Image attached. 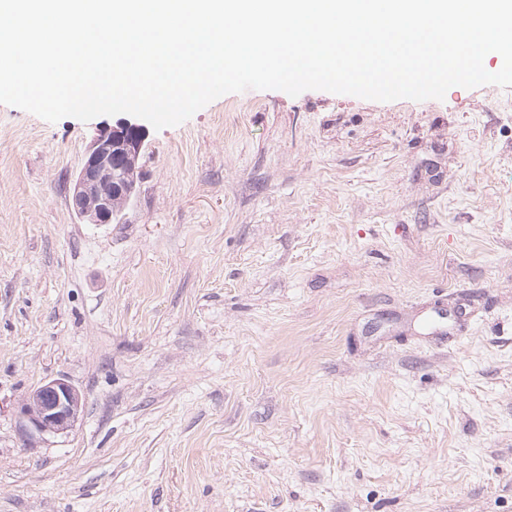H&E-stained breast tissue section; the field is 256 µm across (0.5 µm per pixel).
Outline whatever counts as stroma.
<instances>
[{
  "mask_svg": "<svg viewBox=\"0 0 512 512\" xmlns=\"http://www.w3.org/2000/svg\"><path fill=\"white\" fill-rule=\"evenodd\" d=\"M94 128L0 104V512H512V87L226 94L114 224ZM82 406L80 392L63 378L52 379L33 389L20 404L18 430L26 446L45 435L68 431Z\"/></svg>",
  "mask_w": 512,
  "mask_h": 512,
  "instance_id": "1",
  "label": "stroma"
}]
</instances>
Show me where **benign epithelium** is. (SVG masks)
Returning a JSON list of instances; mask_svg holds the SVG:
<instances>
[{"label":"benign epithelium","instance_id":"1","mask_svg":"<svg viewBox=\"0 0 512 512\" xmlns=\"http://www.w3.org/2000/svg\"><path fill=\"white\" fill-rule=\"evenodd\" d=\"M146 128L138 121L120 118L97 126L91 136L71 194L76 215L93 224L112 223V194L129 199L136 182L124 173V163L137 162ZM82 406L80 392L63 378L52 379L33 389L20 404L18 430L25 445L32 446L46 435L68 431Z\"/></svg>","mask_w":512,"mask_h":512}]
</instances>
